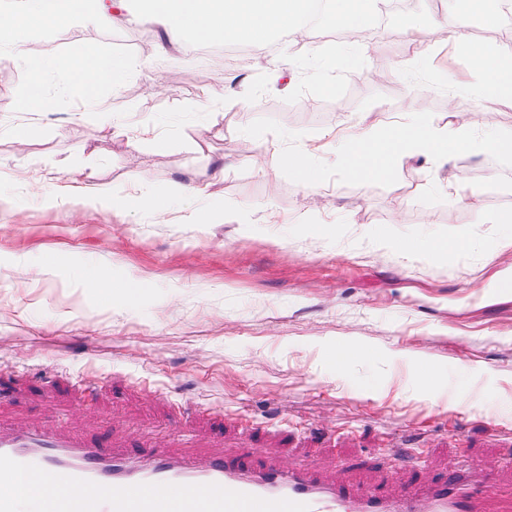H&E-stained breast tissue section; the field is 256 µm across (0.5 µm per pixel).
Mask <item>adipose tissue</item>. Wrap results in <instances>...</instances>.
I'll use <instances>...</instances> for the list:
<instances>
[{
	"label": "adipose tissue",
	"instance_id": "obj_1",
	"mask_svg": "<svg viewBox=\"0 0 512 512\" xmlns=\"http://www.w3.org/2000/svg\"><path fill=\"white\" fill-rule=\"evenodd\" d=\"M368 2L330 0L327 18L349 34V44L354 50L364 46L371 30ZM125 3L126 0H116L112 5L106 0H17L13 9L0 10V61L22 64L32 73L19 103L20 111L44 112L49 108L51 99L42 81L45 68L62 71L68 79L69 92L85 105L96 99L103 85L120 88L132 74L145 68L143 58L93 53L78 45L57 57L43 55L36 48L31 22L84 18L102 23L109 19L111 10H124ZM309 4L310 0H142L136 19L161 25L172 44L189 37L207 42L243 43L259 51L276 34L309 40V29L304 22ZM445 41L465 55L480 96L512 100L511 48L491 49L476 44L461 29L447 35ZM197 192V187L188 186L142 199L98 189L92 197L109 202L119 211L150 210L157 223L164 224L174 201Z\"/></svg>",
	"mask_w": 512,
	"mask_h": 512
}]
</instances>
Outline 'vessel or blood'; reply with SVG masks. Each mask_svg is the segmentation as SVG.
<instances>
[{"mask_svg":"<svg viewBox=\"0 0 512 512\" xmlns=\"http://www.w3.org/2000/svg\"><path fill=\"white\" fill-rule=\"evenodd\" d=\"M33 472L47 476L52 512H482L489 499L512 512V493L488 484L474 463L388 493L325 481L313 463L255 466L235 451L175 457L41 427L0 430V512H20L19 486Z\"/></svg>","mask_w":512,"mask_h":512,"instance_id":"obj_1","label":"vessel or blood"}]
</instances>
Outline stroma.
<instances>
[{
  "mask_svg": "<svg viewBox=\"0 0 512 512\" xmlns=\"http://www.w3.org/2000/svg\"><path fill=\"white\" fill-rule=\"evenodd\" d=\"M372 29L355 64L341 62L344 40L327 22L307 47L227 46L232 97L198 42L155 55L152 25L37 29L51 56L80 44L149 59L84 112L57 70L44 75L51 110L19 111L30 73L0 61V426L58 425L174 456L184 448L165 440L179 432L197 454L238 448L285 468L314 460L327 479L391 489L475 462L512 486V250L494 248L497 219L512 212V167L481 151L454 166L418 157L388 187L330 180L309 193L281 170L260 173L280 138L241 132L268 117L309 137L342 135L409 112L432 113L438 128L465 113L471 129L512 131V101L480 97L462 53L435 37L412 43L392 23ZM286 51L321 61L289 90L267 69ZM392 65L398 75L377 81ZM146 126L161 129L163 146L135 139ZM21 127L31 131L22 147ZM19 164L53 203L12 180ZM451 180L477 191L476 204L450 195ZM177 182L203 192L165 224L86 192L146 199ZM226 207L249 223H209ZM323 225L333 237L317 236ZM378 231L392 248L374 246ZM418 233L466 246L405 254ZM93 272L117 288L83 287ZM127 280L144 284L132 301ZM341 347L355 354L340 363ZM427 366L443 381L423 391L415 380Z\"/></svg>",
  "mask_w": 512,
  "mask_h": 512,
  "instance_id": "obj_1",
  "label": "stroma"
}]
</instances>
